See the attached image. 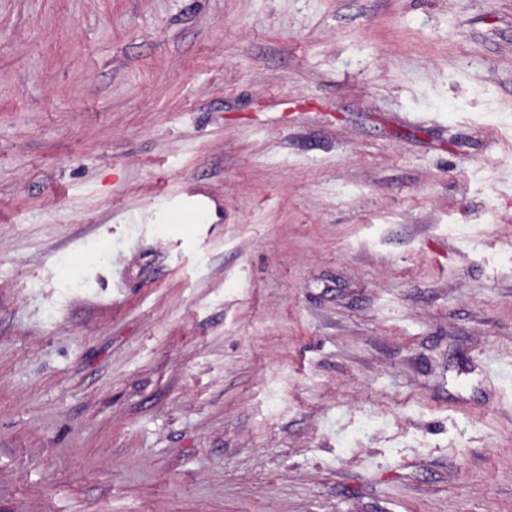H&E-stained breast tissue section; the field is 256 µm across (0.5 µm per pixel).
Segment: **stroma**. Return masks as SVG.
Segmentation results:
<instances>
[{"label": "stroma", "instance_id": "1", "mask_svg": "<svg viewBox=\"0 0 512 512\" xmlns=\"http://www.w3.org/2000/svg\"><path fill=\"white\" fill-rule=\"evenodd\" d=\"M0 512H512V0H0Z\"/></svg>", "mask_w": 512, "mask_h": 512}]
</instances>
